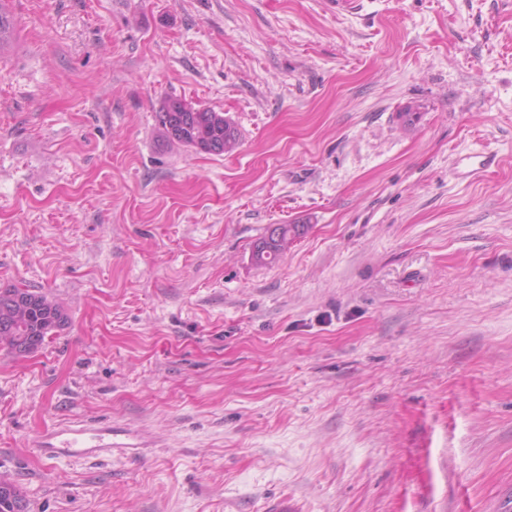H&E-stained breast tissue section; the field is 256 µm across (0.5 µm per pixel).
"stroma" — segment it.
Listing matches in <instances>:
<instances>
[{
    "mask_svg": "<svg viewBox=\"0 0 512 512\" xmlns=\"http://www.w3.org/2000/svg\"><path fill=\"white\" fill-rule=\"evenodd\" d=\"M6 9L0 288L69 316L0 348L30 512H512V0ZM166 96L237 151L163 142ZM273 224L305 232L257 265ZM77 420L149 442L40 455Z\"/></svg>",
    "mask_w": 512,
    "mask_h": 512,
    "instance_id": "stroma-1",
    "label": "stroma"
}]
</instances>
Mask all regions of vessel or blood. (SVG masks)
Masks as SVG:
<instances>
[{"instance_id":"1","label":"vessel or blood","mask_w":512,"mask_h":512,"mask_svg":"<svg viewBox=\"0 0 512 512\" xmlns=\"http://www.w3.org/2000/svg\"><path fill=\"white\" fill-rule=\"evenodd\" d=\"M142 445V436L137 431L109 424L95 427L73 423L54 428L37 440L42 454L50 459L76 455H111Z\"/></svg>"}]
</instances>
